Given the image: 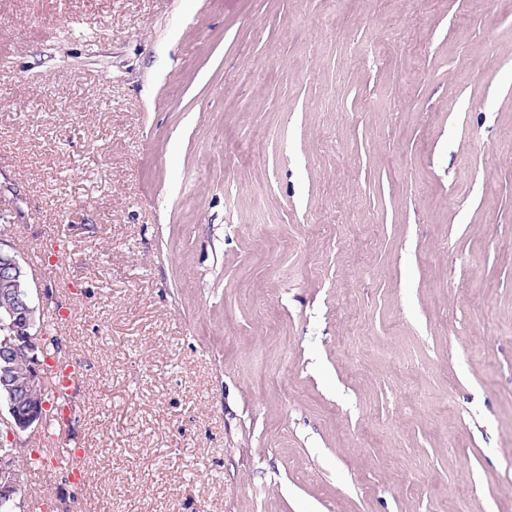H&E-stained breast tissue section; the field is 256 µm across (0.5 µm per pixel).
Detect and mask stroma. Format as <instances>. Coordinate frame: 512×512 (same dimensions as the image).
<instances>
[{
  "instance_id": "1",
  "label": "stroma",
  "mask_w": 512,
  "mask_h": 512,
  "mask_svg": "<svg viewBox=\"0 0 512 512\" xmlns=\"http://www.w3.org/2000/svg\"><path fill=\"white\" fill-rule=\"evenodd\" d=\"M0 237L21 512H512V0H0ZM11 280L14 288H27L23 296L15 295V303L9 309V323L4 324L14 336L19 334L22 345L30 352L35 351L41 344L38 313L40 307L34 301L28 273L20 255L12 245L5 244L0 238V278ZM7 328L0 327V343L10 341L18 344ZM28 395L22 390L15 391L10 395L9 408L7 413L10 421L8 423L10 432L13 435L19 434V432H25L31 428L39 427L42 421V410H38L35 405L42 407L47 400L46 389L40 391H34L31 394V403L27 402Z\"/></svg>"
}]
</instances>
